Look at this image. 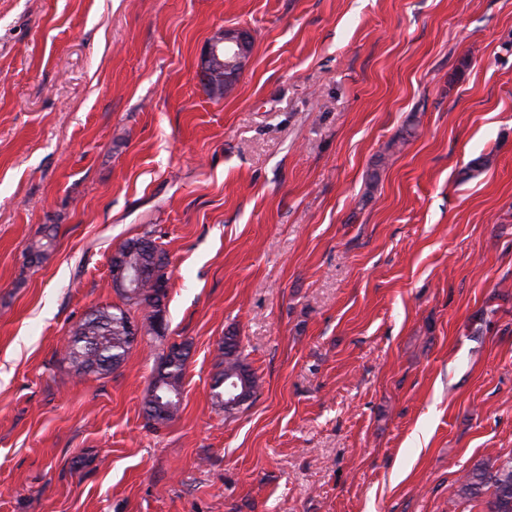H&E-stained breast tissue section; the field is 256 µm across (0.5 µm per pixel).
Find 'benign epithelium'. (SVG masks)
<instances>
[{
  "instance_id": "benign-epithelium-1",
  "label": "benign epithelium",
  "mask_w": 512,
  "mask_h": 512,
  "mask_svg": "<svg viewBox=\"0 0 512 512\" xmlns=\"http://www.w3.org/2000/svg\"><path fill=\"white\" fill-rule=\"evenodd\" d=\"M250 51V36L243 29H226L216 33L207 43L198 64L200 85L211 91L229 85L238 74ZM114 276L122 288L133 287L143 273L129 272L126 267L115 269Z\"/></svg>"
}]
</instances>
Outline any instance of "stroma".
<instances>
[{
	"label": "stroma",
	"mask_w": 512,
	"mask_h": 512,
	"mask_svg": "<svg viewBox=\"0 0 512 512\" xmlns=\"http://www.w3.org/2000/svg\"><path fill=\"white\" fill-rule=\"evenodd\" d=\"M144 234L166 330L76 377ZM227 334L261 384L233 414ZM510 452L512 0H0V512H483L456 481ZM250 51V36L243 29H225L216 33L207 43L198 64L200 85L218 90L228 86L238 74ZM190 345L172 343L158 359L150 390L144 399L147 423L153 427L174 420L182 406V382L189 358Z\"/></svg>",
	"instance_id": "35a3bbf8"
}]
</instances>
